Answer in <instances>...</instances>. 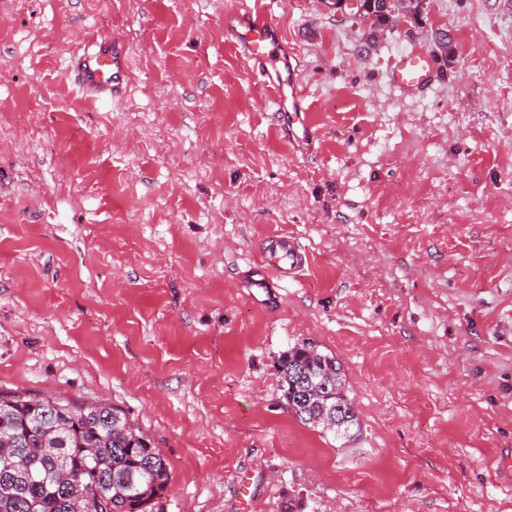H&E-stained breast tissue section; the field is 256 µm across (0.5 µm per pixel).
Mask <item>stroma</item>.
<instances>
[{
    "mask_svg": "<svg viewBox=\"0 0 512 512\" xmlns=\"http://www.w3.org/2000/svg\"><path fill=\"white\" fill-rule=\"evenodd\" d=\"M249 4L0 0V393L122 409L168 463L153 512H512V0H427L371 44L266 0L306 143L225 41ZM93 33L130 54L104 105L69 73ZM412 46L438 80L404 95ZM278 237L298 278L258 269ZM305 342L350 438L282 397ZM434 75V61L428 53L407 49L394 57L388 79L400 92L407 93L427 86ZM283 397L288 409L304 425L321 428L335 435H347L357 425L354 402L347 394L341 364L334 356L324 354L315 346L302 344L285 352L279 361ZM336 411L338 417L322 413Z\"/></svg>",
    "mask_w": 512,
    "mask_h": 512,
    "instance_id": "stroma-1",
    "label": "stroma"
}]
</instances>
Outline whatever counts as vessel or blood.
<instances>
[{
  "mask_svg": "<svg viewBox=\"0 0 512 512\" xmlns=\"http://www.w3.org/2000/svg\"><path fill=\"white\" fill-rule=\"evenodd\" d=\"M265 0H253L250 9L224 17V31L237 53L251 62L253 73L275 96L281 112H299L305 95L295 73L285 63L287 50L279 27L264 7ZM69 70L84 93L104 101L116 95L126 75L122 42L112 35L97 42L94 49L73 57ZM434 61L422 50H406L394 57L388 72L392 86L406 93L427 86L433 79ZM264 267L283 277H293L303 268L305 256L293 240L278 238L264 252Z\"/></svg>",
  "mask_w": 512,
  "mask_h": 512,
  "instance_id": "b4317fda",
  "label": "vessel or blood"
}]
</instances>
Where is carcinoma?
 <instances>
[{
    "label": "carcinoma",
    "instance_id": "obj_1",
    "mask_svg": "<svg viewBox=\"0 0 512 512\" xmlns=\"http://www.w3.org/2000/svg\"><path fill=\"white\" fill-rule=\"evenodd\" d=\"M371 33L385 30L399 14L392 0H363ZM283 397L297 419L325 428L323 411L340 414L331 428L346 435L357 425L341 364L308 344L279 361ZM0 403V433L15 439L0 449V512H72L65 489L78 480L88 490L85 512H152L169 484L166 459L153 440L127 426L118 407L99 404L82 417L79 404L53 396H12Z\"/></svg>",
    "mask_w": 512,
    "mask_h": 512
}]
</instances>
